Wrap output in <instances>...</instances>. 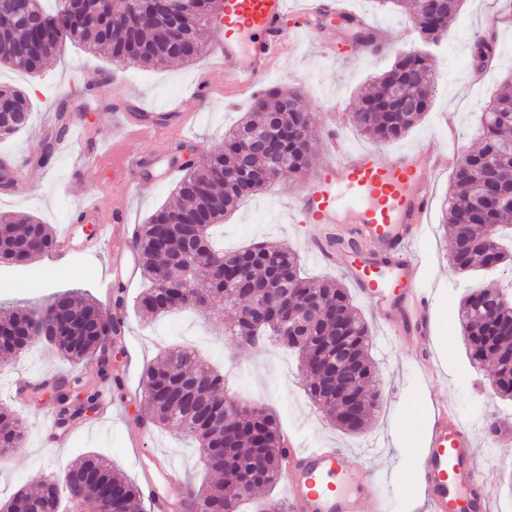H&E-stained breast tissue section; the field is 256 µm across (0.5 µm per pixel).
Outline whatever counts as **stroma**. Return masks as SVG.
Returning <instances> with one entry per match:
<instances>
[{"label": "stroma", "instance_id": "stroma-1", "mask_svg": "<svg viewBox=\"0 0 512 512\" xmlns=\"http://www.w3.org/2000/svg\"><path fill=\"white\" fill-rule=\"evenodd\" d=\"M343 4L378 29L381 53L354 57L349 43L342 38L334 52L319 37L291 43L279 54L262 84L266 90L288 89L300 94L302 108L314 115L309 137L318 156L325 161L334 157L325 140L324 129L328 126L336 128L344 146L376 150L384 161L426 141L444 146L452 140L463 152L476 148L480 113L497 94L503 80L512 76V12L504 11V0H463L432 56L438 79L429 112L404 136L386 143L360 134L350 116L361 88L388 70L396 55L412 45V22L400 9L378 6L375 0H343ZM489 38L496 39L498 54L484 69H475L471 53L478 42ZM88 72L109 73L110 92L85 98L84 75ZM200 79L212 84V92L205 100L189 94L190 87ZM0 83L30 92L33 102L30 130L0 142V156L8 154L30 161V186L22 194L0 191V211L37 217L57 232L66 225H74L76 235L85 241L84 247L71 257L63 278L45 275L46 261L37 259L31 268L42 271V278L7 281L0 288V302L39 306L55 292L79 290L98 301L104 316H112L117 312L114 297L101 288L103 280L116 278L112 253L107 246L90 239V225L75 223L74 215L88 194L100 195L108 203L125 193L122 187L113 185L110 173L89 167L76 170V156L72 153L54 154L45 167L33 165L44 138L54 129L58 103H69L71 127L86 128L96 140L111 139L112 115L127 102H134L143 112H161L165 107L176 106L192 115L185 135L199 146L211 147L223 142L225 128L246 112L252 99L246 95L228 96L223 74L210 71L202 57L173 62L164 68L118 66L108 58L71 44L50 60L42 76L2 66ZM449 177L446 170L435 177V196L427 216L428 234L421 244L427 280L434 290V337L430 348L434 379H427L422 372L415 349L391 347L369 304L358 296L353 299L370 328L381 393L373 420L363 433H345L323 418L305 395L306 380L292 354L241 346L225 339L222 323L208 307L173 314L146 325L134 305L145 287L140 279L125 291L126 329L121 341L109 348L119 385L69 363L45 345L35 346L25 359L0 364V404L11 406L26 427L25 447L0 463V502L20 490L38 492L46 476L61 479L63 465L90 451L106 457L135 483L140 480L137 458L145 452L162 457L165 466L180 469L184 481L193 487L211 482L212 476L204 469L190 437L161 429L150 418L143 371L155 357L158 343L164 341L196 345L212 363L225 368L233 397L258 399L273 412L283 431L295 432L305 442L348 449L353 460L371 476L410 469L412 458L401 454L400 449L405 445L422 447L432 421L429 392L434 386L439 389L440 400L454 408L473 430L476 462L494 456V449L485 443L483 426L494 419L512 423V401L496 393L490 368L475 367L469 360L459 312L468 285L494 279L508 284L512 281V264L489 274L477 271L468 276L458 274L449 265L451 242L441 228ZM302 186L301 180L284 176L264 194L244 201L226 217L219 243L228 250L259 241L284 244L299 254L306 276L340 278L338 269L314 261L308 254V239L321 233V225L304 227L288 221V211ZM175 189V182L169 181L127 195L130 223H146L157 209L175 203ZM69 373L82 375L101 392L110 394L112 412L104 416L95 411L72 421L65 445L46 448L40 443V435L47 417L55 413L52 404L30 397L17 398L11 382L19 375L36 382Z\"/></svg>", "mask_w": 512, "mask_h": 512}]
</instances>
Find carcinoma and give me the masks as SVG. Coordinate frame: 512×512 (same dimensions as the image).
Returning <instances> with one entry per match:
<instances>
[{
    "label": "carcinoma",
    "mask_w": 512,
    "mask_h": 512,
    "mask_svg": "<svg viewBox=\"0 0 512 512\" xmlns=\"http://www.w3.org/2000/svg\"><path fill=\"white\" fill-rule=\"evenodd\" d=\"M57 9L45 12L41 0H32V13L27 26H18L0 37V62L32 75L43 73L48 60L64 45L83 46L117 64L162 66L169 62L189 61L201 53L199 32L208 24L214 0H199L191 36L195 42L169 41L158 19L149 14L137 19L128 7L115 0H97V19L92 24L69 26L59 21L63 0H55ZM382 6L391 4L405 9L417 22L422 39L441 42L448 19L458 10L462 0H438L424 5L423 0H376ZM376 37L367 27L353 32V41L364 50L378 51ZM421 75L422 85L433 84L436 77L426 56L399 54L391 68L376 78L361 97L352 121L365 136L388 142L403 136L425 114L433 92L422 95L417 108L407 112H389L378 107L389 89ZM0 97L14 103L16 117L0 119V140L24 129L31 121L28 95L14 87L0 86ZM512 87L502 92L483 109L481 115L482 145L464 152L452 168L448 197L444 201V230L452 241L451 256L454 270L469 274L479 269L495 267L509 259V250L493 252L486 244L485 229L499 234L504 226H512V212H500L476 205L479 194L500 187L499 176L490 170L487 160L497 147L512 142ZM278 116L283 126V150L288 155L284 168L271 171V180L288 172L303 176L311 165V146L307 140L312 124L309 112L297 103L291 91L266 92L259 96L236 127L224 132V142L211 148L197 164L185 162L186 175L178 182L179 201L157 210L138 227L134 245L140 257V267L147 281L137 298L140 311L162 316L176 308L192 309L209 304L219 312H233L237 296L224 288V280L210 275L211 266L222 261L224 271L234 273L239 264L246 265L249 275L263 282L270 276L280 278L279 287L291 291L298 301H321L324 312L305 322L297 336H281V309L273 307L268 316L252 326L230 319L227 335L253 346L280 344L294 350L302 372L309 378L305 391L323 417L333 426L347 432L360 433L369 424L370 412L379 403L374 386L377 370L371 359V334L363 315L354 307L347 289L337 282L306 277L300 269L297 253L284 245L251 244L240 250L224 253L215 249L212 230L224 217L248 196L266 192L270 184L244 189L242 158L250 157V165L262 167L265 159L251 152L243 133L264 123L266 115ZM235 171L232 180L224 172ZM203 224L202 245L192 255L195 272L181 264L160 265L156 262V238L162 224ZM56 236L50 225L35 217L17 219L0 213V263L23 266L50 253ZM52 312L49 339L46 343L72 362H94L96 374L111 369L103 354L104 340L124 333L122 319H104L98 303L69 292L54 295L43 308L20 307L0 318V360L9 362L21 358L35 344L26 339V329L33 317ZM461 323L469 359L476 364L494 367L492 383L497 394L512 400V290L493 282L467 292L461 301ZM354 355L351 373L358 395L357 406L346 412L336 411V402L328 394L336 386V375L330 372L327 359L336 354V337ZM146 397L154 423L179 428L198 444L200 458L207 472L222 476L205 489L188 491L197 512H237L240 500L253 496L259 487L272 488L281 474L283 448L282 431L274 415L259 402L236 401L226 396L227 380L199 354L187 348L164 347L145 368ZM56 383L57 400L73 403L71 416L79 413L74 399L92 404L98 393L82 385V378L43 380L33 385V395L42 396L44 387ZM24 426L8 407L0 406V458L21 446ZM264 460L261 476L251 475L248 461L255 453ZM82 475L86 481L82 490L71 499L53 487L54 481L41 482V491L27 496L24 509L28 512H142L139 488L115 473L100 454L92 453L65 472V476Z\"/></svg>",
    "instance_id": "carcinoma-1"
}]
</instances>
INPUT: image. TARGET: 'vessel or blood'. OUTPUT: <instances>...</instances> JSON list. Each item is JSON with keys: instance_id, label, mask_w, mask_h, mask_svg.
Listing matches in <instances>:
<instances>
[{"instance_id": "obj_1", "label": "vessel or blood", "mask_w": 512, "mask_h": 512, "mask_svg": "<svg viewBox=\"0 0 512 512\" xmlns=\"http://www.w3.org/2000/svg\"><path fill=\"white\" fill-rule=\"evenodd\" d=\"M343 15L341 0H219L210 20L205 54L216 62L236 92L257 86L270 72L283 46L299 33L314 34L327 20ZM123 132L110 154L92 150L87 158L108 165L126 188L145 191L173 179L178 170L155 173L154 163L135 148L137 138L172 144L180 132L181 113L147 117L113 113ZM456 148L435 145L402 151L380 162L370 149H338L335 161L322 166L297 200L289 221L324 225L312 256L337 264L356 293L371 307L394 343L429 346V309L417 245L424 232L433 184L431 172L454 164ZM128 217L124 201H114L112 219L100 234L112 248V267L134 280L137 264L129 262ZM349 238L358 244L351 259L338 261L332 242ZM284 447L285 490L290 512H390L385 480L401 481L422 500V512H489L490 479L474 463L472 432L447 406H439L425 446L415 451L414 468L391 472L388 479L368 478L344 448H307L294 438ZM142 490L155 512H183L187 498L176 471L143 466Z\"/></svg>"}]
</instances>
